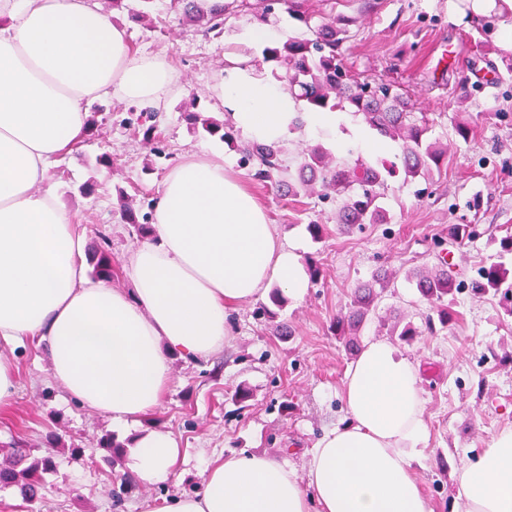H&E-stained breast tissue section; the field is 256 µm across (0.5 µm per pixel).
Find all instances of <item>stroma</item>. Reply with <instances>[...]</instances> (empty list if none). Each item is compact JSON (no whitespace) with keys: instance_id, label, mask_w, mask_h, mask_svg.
Segmentation results:
<instances>
[{"instance_id":"obj_1","label":"stroma","mask_w":512,"mask_h":512,"mask_svg":"<svg viewBox=\"0 0 512 512\" xmlns=\"http://www.w3.org/2000/svg\"><path fill=\"white\" fill-rule=\"evenodd\" d=\"M303 8L316 22L327 15L352 18L341 63L358 80L395 83L429 113L433 138L448 146L444 164L426 181L389 179L381 200L387 223L343 230L336 222L339 200L295 197L254 180L233 145L205 135L187 118L194 106L216 117L223 112L215 84L225 52L254 24L251 14L228 18L218 37L185 24L173 9L153 13L148 25L130 23L131 50L163 56L177 73L173 91L155 107L159 144L145 143L122 125L130 105L107 95L88 106L103 119L97 136L53 161L47 180L90 243L102 234L110 239L112 287L128 288L124 258L142 241L121 217L122 199L138 204L154 196L181 157L212 149L223 151L225 167L244 179L282 240L318 263L321 277L303 298L278 303L268 292L241 305L232 313L233 339L208 360L172 358L164 402L147 424L177 439L184 478L136 485L118 505L111 493L125 468L110 466L98 441L111 435L126 442L128 427L67 396L51 376L46 346L26 341L0 349L19 376L15 402L0 410V448L19 441L37 455L53 452L46 512H157L165 499L200 488L212 459L243 450L268 453L304 474L308 452L343 414L344 374L355 358L333 334L332 322L347 310L358 283L381 269L395 282L361 339L391 341L417 367L428 440L414 474L434 512H451L458 471L475 461L496 430L512 425V316L495 297L458 293L448 304L447 328L422 334L414 344L390 332L396 323L422 326L430 313L408 274L435 263L433 240L447 236L449 225L481 229L453 249L462 280L496 260L501 238L512 234V53L495 44L498 18L454 17L448 0H304ZM456 115L470 124L471 142L458 140ZM104 153L111 154L112 168L99 166ZM88 181L94 192L81 195L78 188ZM313 224L322 227L320 239L310 233ZM261 306L267 317L257 316ZM243 386L252 396L241 407L233 395ZM55 434L62 442L53 448L48 440Z\"/></svg>"}]
</instances>
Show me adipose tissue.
Returning <instances> with one entry per match:
<instances>
[{"instance_id":"ef3b65f1","label":"adipose tissue","mask_w":512,"mask_h":512,"mask_svg":"<svg viewBox=\"0 0 512 512\" xmlns=\"http://www.w3.org/2000/svg\"><path fill=\"white\" fill-rule=\"evenodd\" d=\"M454 12L499 17L496 43L512 51V0H461ZM176 81L163 58L130 50L125 24L97 0H0V346L47 342L54 380L118 422L160 407L171 354L223 349L236 306L274 284L295 299L309 286L300 255L219 151L181 160L157 186L147 238L125 258L129 289L88 275L87 235L48 188L49 166L85 136L90 100L109 91L154 105ZM220 89L226 117L252 139L284 141L302 114L336 131L337 113H304L255 67H227ZM342 399L345 415L310 451L305 479L267 454H233L162 512H434L412 466L428 437L413 363L368 342ZM179 454L171 433L144 430L125 466L152 485ZM457 479L452 512H512V425Z\"/></svg>"}]
</instances>
